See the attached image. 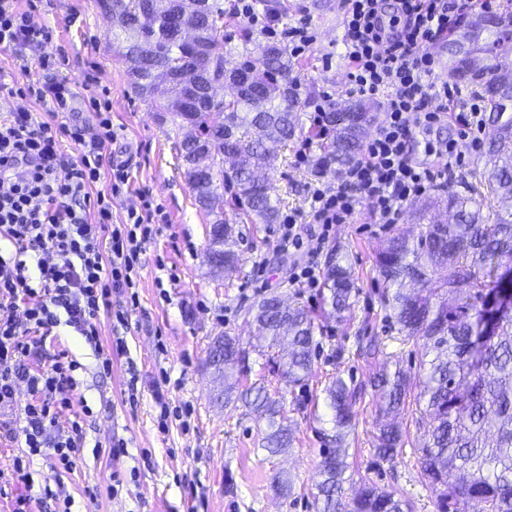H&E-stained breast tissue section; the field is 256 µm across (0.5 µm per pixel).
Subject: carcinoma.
I'll return each mask as SVG.
<instances>
[{
	"mask_svg": "<svg viewBox=\"0 0 512 512\" xmlns=\"http://www.w3.org/2000/svg\"><path fill=\"white\" fill-rule=\"evenodd\" d=\"M195 12L181 20L192 28L205 55L187 51L181 29L174 25L178 0H96L103 15H112L117 48L132 62L130 77L143 98L168 80L169 96L155 104L158 112L181 119L185 129L181 158L202 144L213 152L211 173L202 176L186 168L200 209L213 216L209 252L214 274L234 269L238 262L230 225L224 223V178L238 189L247 205L246 215L262 224L278 217L268 188L256 181L270 168L266 143H282L295 133L297 112L303 102L297 90L286 51L267 48L263 89L242 87L236 76L252 69L246 53L229 66L234 49L218 38L224 23V0H196ZM471 38L460 26L448 33V72L463 79L469 58L458 52L457 42ZM512 44V0H504L495 24L482 33L476 50L482 54L487 75L499 69V49ZM211 67L223 75L221 98L199 96L195 107H182L184 88L168 78V70L195 73ZM487 122L495 129L484 153L485 162L476 183L463 190L448 183L432 204L443 206L453 217L450 224L420 216L419 234L409 239L397 231L384 241L375 264L385 285L383 305L406 342L422 343L424 358L414 379L400 366L390 367L380 344L360 341L358 356L381 361L372 372L370 386L381 396L380 427L374 437V454L392 460L402 454L403 430L398 420L408 396L419 389L417 403L431 421L428 440L416 449L421 474L438 491V512H455L460 500L480 504V512H512V306H496L502 294H512V280L501 270L512 267V92L494 93L485 87ZM374 115L361 101L324 113L325 125L336 137L326 163L346 166L364 146L366 125ZM230 173H224V163ZM356 289L351 266L338 254L327 261L324 277V314L341 319L352 305ZM254 320L262 326L267 348L288 344V359L281 374L301 385L312 372L315 343L314 318L301 306L286 305L277 295L254 307ZM235 360L239 371L248 369L249 350L228 336L210 346L209 365L219 380L229 379L225 358ZM363 390L354 380L338 375L325 388L331 413L332 434L321 451L315 499L320 512H412L409 500L366 483L347 493L349 483L346 437L353 429L354 408ZM241 402L267 422L261 447L269 455L285 452L294 441V429L280 400L264 386L235 391L224 384L216 400Z\"/></svg>",
	"mask_w": 512,
	"mask_h": 512,
	"instance_id": "carcinoma-1",
	"label": "carcinoma"
}]
</instances>
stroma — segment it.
I'll return each mask as SVG.
<instances>
[{"label":"stroma","mask_w":512,"mask_h":512,"mask_svg":"<svg viewBox=\"0 0 512 512\" xmlns=\"http://www.w3.org/2000/svg\"><path fill=\"white\" fill-rule=\"evenodd\" d=\"M35 5L33 21L53 27L54 44L64 53L62 76L79 90L90 81L108 89L112 122L123 133L120 144L129 161L131 184L149 193L168 221L145 245L139 303L126 324L100 316L95 346L64 328L47 340L48 351L66 350L79 362L76 400L95 415L76 468L58 475L49 459L40 457L29 469L31 482L40 486L62 479L71 512H318L317 469L323 433L331 427L324 389L337 374L358 383L369 378V365L354 354L355 336L364 332L376 337L389 361L413 373L419 369L417 349L401 342L380 304L384 284L374 257L392 228L375 223L369 209H361L353 223L335 226L317 256L321 266L329 251L345 258L354 273L356 297L343 320L322 319L313 372L304 385H289L266 357L251 354L242 385L268 388L295 427L288 451L268 455L259 445L266 421L240 403L217 402L219 383L209 366V344L217 336L232 337L246 348L256 344L258 330L250 308L271 292L319 311L320 297L291 279L307 254L282 249L277 225L258 224L245 216L235 199L236 188L228 181L224 220L239 242V262L232 273L212 274L206 261L212 218L197 205L186 177L179 151L182 130L136 94L130 64L113 48L112 27L94 0H36ZM264 9L284 24L307 17L317 32L315 43L294 61L304 103L295 134L288 144L270 147L274 163L267 172L269 193L280 200L285 214L307 210V184L339 181V166L316 171L334 135H319L312 123L313 106L326 94L336 108L352 96L341 46L340 0H266ZM224 40L257 62L270 44L258 29L239 22L233 0H224ZM302 149L307 152L303 160L298 157ZM119 337L126 352L113 354L112 373L103 375L95 349L110 347ZM164 406L170 417L162 431L158 419ZM378 406V395L368 389L355 407V426L346 440L352 487L371 482L409 499L414 512H437L436 494L415 465V450L426 438V420L415 401H408L401 416L404 453L382 460L373 452ZM111 439L126 442L125 456L96 454L95 443ZM277 474L288 481L290 492L273 488ZM88 486L97 487L96 500L85 496Z\"/></svg>","instance_id":"35a3bbf8"}]
</instances>
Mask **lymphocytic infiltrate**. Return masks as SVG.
<instances>
[{
  "label": "lymphocytic infiltrate",
  "mask_w": 512,
  "mask_h": 512,
  "mask_svg": "<svg viewBox=\"0 0 512 512\" xmlns=\"http://www.w3.org/2000/svg\"><path fill=\"white\" fill-rule=\"evenodd\" d=\"M457 8V0H342L349 91L382 99L384 119L338 183L310 185L307 214L283 217L281 245L317 254L331 226L351 223L364 206L376 223H399L404 202L447 185L466 156L480 151L479 97L435 82L437 60L428 49L447 31ZM234 12L283 43L289 56L301 57L316 40L308 19L281 24L275 14L259 12L255 0H236ZM53 42L52 28L34 24L18 0H0V50L19 55L32 46L43 49L36 75L22 85L0 75V93L33 100L52 115L47 121L24 108L0 114V242L18 255L11 264L0 257V411L15 417L0 425V437L23 443L9 479L24 485L31 458L45 453L56 469L73 471L92 413L87 406L74 412L79 365L64 351L42 357L47 338L65 327L96 340L104 311L127 322V307L113 306L112 296L138 287L144 245L164 218L140 194L125 222L113 223L112 200L123 195L128 173L122 163L103 164L118 139L110 103L89 87L96 127L56 123L76 92L59 75L63 58ZM445 123L455 126L456 138L434 137ZM67 140L77 146V157L64 153ZM417 142L422 151L414 150ZM310 223L318 225L317 233L307 231ZM22 386L29 398L21 404Z\"/></svg>",
  "instance_id": "1"
}]
</instances>
